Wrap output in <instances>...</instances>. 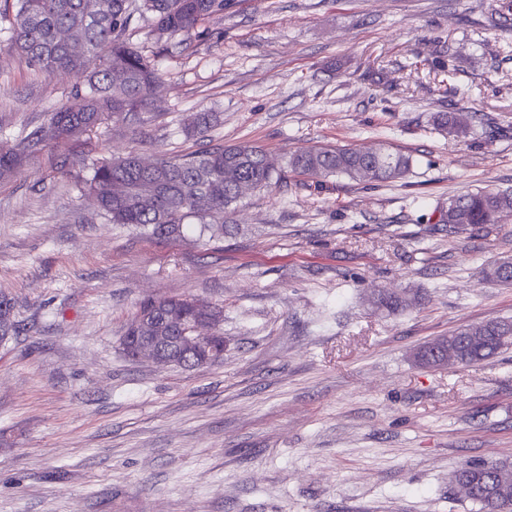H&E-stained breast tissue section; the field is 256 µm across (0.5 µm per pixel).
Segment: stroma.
Segmentation results:
<instances>
[{"mask_svg": "<svg viewBox=\"0 0 512 512\" xmlns=\"http://www.w3.org/2000/svg\"><path fill=\"white\" fill-rule=\"evenodd\" d=\"M503 0H228L205 37L131 43L162 76L139 121L52 143L0 180V512H478L451 483L512 462V351L469 367L415 351L512 318V214L449 233L437 207L512 189V12ZM0 12V145L65 105L10 45ZM479 112L456 137L438 112ZM195 112L220 113L187 137ZM262 148L275 166L320 147L410 156L404 178L323 186L285 173L247 192L221 242L110 223L81 189L96 163ZM412 298L391 313L379 292ZM222 306L223 361L126 356L143 298Z\"/></svg>", "mask_w": 512, "mask_h": 512, "instance_id": "obj_1", "label": "stroma"}]
</instances>
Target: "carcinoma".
I'll use <instances>...</instances> for the list:
<instances>
[{"label":"carcinoma","mask_w":512,"mask_h":512,"mask_svg":"<svg viewBox=\"0 0 512 512\" xmlns=\"http://www.w3.org/2000/svg\"><path fill=\"white\" fill-rule=\"evenodd\" d=\"M226 0H16L10 22L11 45L46 76L69 73L82 80L72 100L48 115L46 122L12 146L0 148V179L13 176L26 158L51 142L78 139L104 120L136 119L149 108L160 74L150 57L127 37L137 14L155 18L157 39L200 36L209 17L224 12ZM474 112H442L436 124L449 134L467 131ZM216 112L196 113L186 132L202 134L216 125ZM411 160L401 153L333 147L303 151L288 159V168L318 185L330 176L345 175L359 182L403 177ZM281 178L266 152L256 146L204 147L180 158H144L138 154L113 158L93 168L86 191L113 224L142 228L157 238H178L201 221L200 232L215 237L224 229V216L239 201L238 186L247 183L269 190ZM512 212V191L461 192L438 207L439 224L454 234L493 224ZM491 280L512 285L509 259L489 267ZM137 312L192 318L195 304L188 298L147 299ZM16 332L11 306L0 297V340ZM466 328L448 334V346L460 365H472L512 349V319L487 322L483 338H467ZM454 483L481 512H512V463L468 462L454 474Z\"/></svg>","instance_id":"obj_1"}]
</instances>
